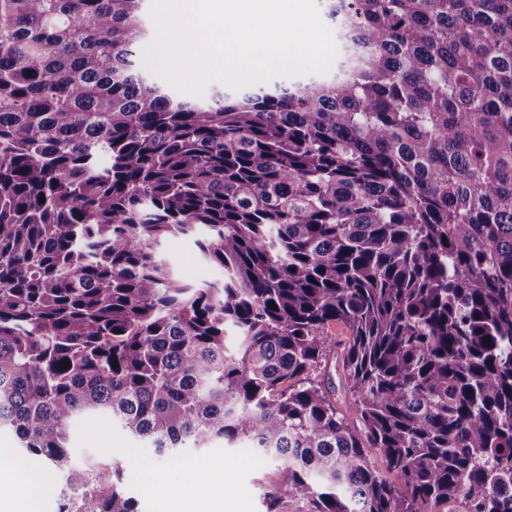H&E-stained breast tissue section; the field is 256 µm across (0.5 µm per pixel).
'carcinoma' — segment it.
Segmentation results:
<instances>
[{"instance_id": "1", "label": "carcinoma", "mask_w": 512, "mask_h": 512, "mask_svg": "<svg viewBox=\"0 0 512 512\" xmlns=\"http://www.w3.org/2000/svg\"><path fill=\"white\" fill-rule=\"evenodd\" d=\"M142 2L0 0V429L58 512H137L70 464L95 415L255 449L275 512H512V0H326L331 81L210 103L135 71ZM165 260L173 273L182 281L202 284L222 278V271L203 262L191 240L170 237L162 244ZM335 361L329 364L327 369L321 370L318 380L333 395L337 404L344 410L349 422L352 425L359 426L356 414L349 408L350 395L345 387L344 380L341 378L340 371L334 366Z\"/></svg>"}]
</instances>
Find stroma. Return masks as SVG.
Masks as SVG:
<instances>
[{
    "mask_svg": "<svg viewBox=\"0 0 512 512\" xmlns=\"http://www.w3.org/2000/svg\"><path fill=\"white\" fill-rule=\"evenodd\" d=\"M165 260L182 281L202 284L221 278L220 269L203 262L194 243L172 237L162 244ZM67 446L71 465L110 478L114 465L125 472L124 493L137 502L138 512H268L281 494L273 462L250 448H185L180 459L157 454L107 417L78 421ZM20 466L40 475L44 485L36 512H58L65 474L48 463L27 457Z\"/></svg>",
    "mask_w": 512,
    "mask_h": 512,
    "instance_id": "stroma-1",
    "label": "stroma"
}]
</instances>
